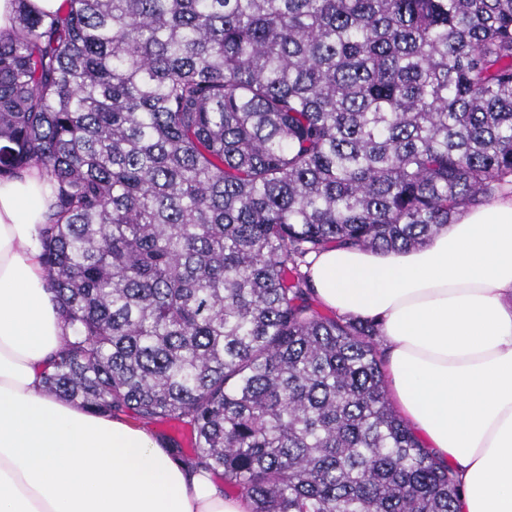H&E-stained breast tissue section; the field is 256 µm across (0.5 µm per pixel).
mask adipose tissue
Instances as JSON below:
<instances>
[{"label": "adipose tissue", "instance_id": "obj_1", "mask_svg": "<svg viewBox=\"0 0 512 512\" xmlns=\"http://www.w3.org/2000/svg\"><path fill=\"white\" fill-rule=\"evenodd\" d=\"M53 202L37 170L0 180V512H249L151 430L46 393L67 332L41 260ZM309 280L377 323L390 393L453 471L458 512H512V192L422 247L327 248Z\"/></svg>", "mask_w": 512, "mask_h": 512}]
</instances>
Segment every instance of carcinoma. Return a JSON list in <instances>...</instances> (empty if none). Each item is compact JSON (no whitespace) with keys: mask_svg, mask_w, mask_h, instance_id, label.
<instances>
[{"mask_svg":"<svg viewBox=\"0 0 512 512\" xmlns=\"http://www.w3.org/2000/svg\"><path fill=\"white\" fill-rule=\"evenodd\" d=\"M0 179L40 170L45 388L176 420L250 512H458L373 321L299 263L427 244L512 186V0H15Z\"/></svg>","mask_w":512,"mask_h":512,"instance_id":"cac0c4a2","label":"carcinoma"}]
</instances>
